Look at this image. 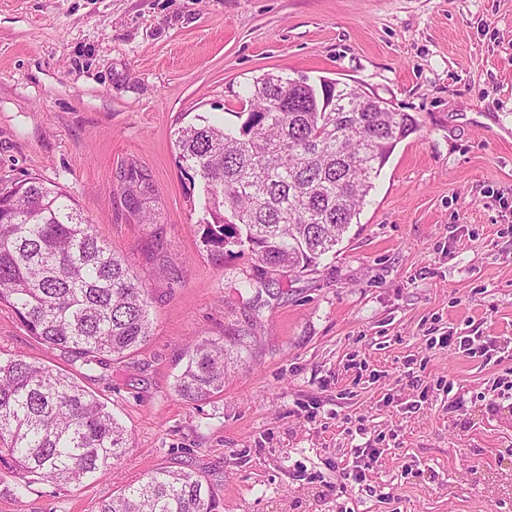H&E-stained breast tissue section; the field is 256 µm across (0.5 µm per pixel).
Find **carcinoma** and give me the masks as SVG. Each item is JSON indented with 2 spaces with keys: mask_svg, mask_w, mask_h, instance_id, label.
I'll return each mask as SVG.
<instances>
[{
  "mask_svg": "<svg viewBox=\"0 0 512 512\" xmlns=\"http://www.w3.org/2000/svg\"><path fill=\"white\" fill-rule=\"evenodd\" d=\"M238 131L189 124L175 132L179 163L199 180L207 218L202 242L248 251L258 291L271 272L311 271L359 220L395 147L418 128L361 85H313L274 73L254 79ZM129 204L153 192L131 166ZM28 333L87 371L122 359L151 336L150 300L137 274L92 230L61 188L37 177L0 187V304ZM231 349L193 344L175 393L200 402L224 390ZM128 432L67 370L0 360V469L21 496L36 483L65 488L112 474ZM215 489L192 472L159 469L129 483L98 512H219Z\"/></svg>",
  "mask_w": 512,
  "mask_h": 512,
  "instance_id": "carcinoma-1",
  "label": "carcinoma"
}]
</instances>
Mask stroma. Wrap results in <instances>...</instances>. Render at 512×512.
Masks as SVG:
<instances>
[{
    "instance_id": "stroma-1",
    "label": "stroma",
    "mask_w": 512,
    "mask_h": 512,
    "mask_svg": "<svg viewBox=\"0 0 512 512\" xmlns=\"http://www.w3.org/2000/svg\"><path fill=\"white\" fill-rule=\"evenodd\" d=\"M267 72L363 85L419 127L335 254L258 296L249 255L204 246L174 132L239 127ZM28 177L124 256L152 332L86 377L0 304V357L80 376L130 434L95 482L18 497L0 470V512H97L160 467L220 512H512V0H0V183ZM237 332L223 392L176 395L191 345ZM362 449L377 465L336 496ZM123 180L126 186L125 190L127 191V197L129 198V205H134L133 211L136 212V209L139 207V197L153 192V185L141 170H138V168L132 165L129 167L127 172L124 173Z\"/></svg>"
}]
</instances>
